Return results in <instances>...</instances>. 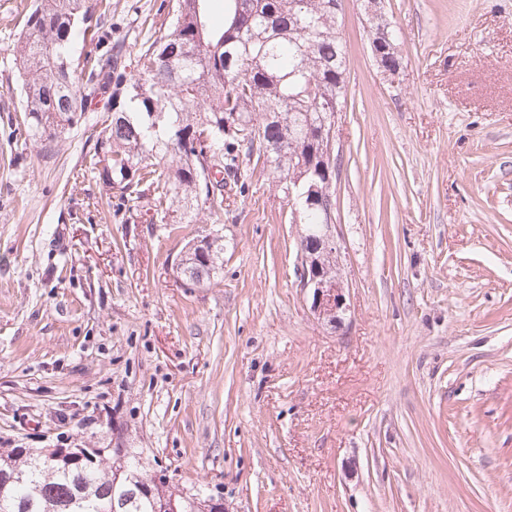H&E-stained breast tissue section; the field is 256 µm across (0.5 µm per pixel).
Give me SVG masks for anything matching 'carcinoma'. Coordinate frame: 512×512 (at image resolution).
Instances as JSON below:
<instances>
[{
  "mask_svg": "<svg viewBox=\"0 0 512 512\" xmlns=\"http://www.w3.org/2000/svg\"><path fill=\"white\" fill-rule=\"evenodd\" d=\"M208 2L176 0L132 72L104 25L111 0H35L14 48L26 134L51 143L79 123L89 97H102L109 116L84 175L119 184L125 202L152 193L162 224L192 223L201 202L224 210V189L245 183L242 154L265 157L288 193L298 177L289 158L324 153L321 117L345 101L336 0H224L219 29ZM270 113L293 134L283 155L267 148L282 136ZM223 254L221 239L205 236L184 252L178 274L200 284ZM148 477L137 460L79 468L13 449L0 454V512H163L165 491Z\"/></svg>",
  "mask_w": 512,
  "mask_h": 512,
  "instance_id": "1",
  "label": "carcinoma"
}]
</instances>
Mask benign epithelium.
<instances>
[{
    "instance_id": "1",
    "label": "benign epithelium",
    "mask_w": 512,
    "mask_h": 512,
    "mask_svg": "<svg viewBox=\"0 0 512 512\" xmlns=\"http://www.w3.org/2000/svg\"><path fill=\"white\" fill-rule=\"evenodd\" d=\"M372 51L378 66L387 74L395 75L402 67V60L391 59L386 46L380 38L372 40ZM319 174L325 176V186L311 181L304 193L296 196L293 189H288L290 204L301 199L308 204L321 205L327 187L332 185L330 171L326 167H320ZM301 265L297 268L300 288L307 294L312 312L327 324L338 326L342 322V314L347 310V298L345 286L339 276H334L323 268L316 254L321 253L330 256L341 257L342 249L337 238L336 224L333 216H327L326 221L319 225L314 235L301 234L298 242ZM40 456L49 460H58L65 464L76 463H105L111 459L118 462L124 461V449L120 443L113 442L111 448H45L40 451ZM192 500L197 512H210L212 501L208 498H189L181 492L177 496L167 499L164 512H180L181 503Z\"/></svg>"
}]
</instances>
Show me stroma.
<instances>
[{"label": "stroma", "mask_w": 512, "mask_h": 512, "mask_svg": "<svg viewBox=\"0 0 512 512\" xmlns=\"http://www.w3.org/2000/svg\"><path fill=\"white\" fill-rule=\"evenodd\" d=\"M31 3L0 0V453L119 434L224 512H512V0H381L393 77L342 0L338 329L262 157L223 212L154 224L79 178L100 98L52 146L14 136ZM159 3L112 0L127 58ZM207 234L224 263L192 285ZM191 244V243H189ZM224 244L220 237H202L193 242L177 264L181 278L192 284L203 283L211 274L221 269L224 263Z\"/></svg>", "instance_id": "obj_1"}]
</instances>
